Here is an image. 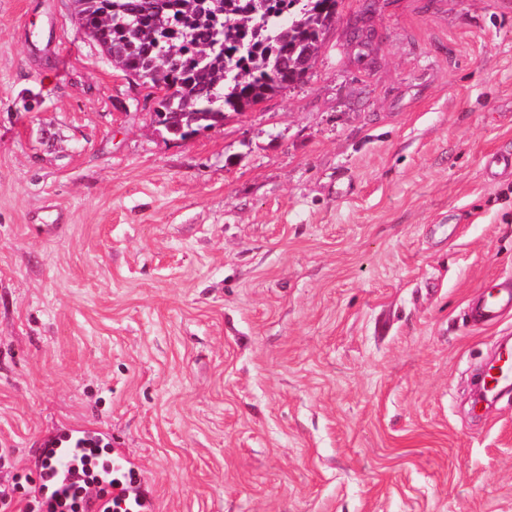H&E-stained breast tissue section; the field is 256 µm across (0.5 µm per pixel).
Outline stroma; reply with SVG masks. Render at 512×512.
<instances>
[{
  "instance_id": "1",
  "label": "stroma",
  "mask_w": 512,
  "mask_h": 512,
  "mask_svg": "<svg viewBox=\"0 0 512 512\" xmlns=\"http://www.w3.org/2000/svg\"><path fill=\"white\" fill-rule=\"evenodd\" d=\"M154 107L73 0H0V512L75 427L153 512H512V311L464 318L512 277V0H342L303 83Z\"/></svg>"
}]
</instances>
